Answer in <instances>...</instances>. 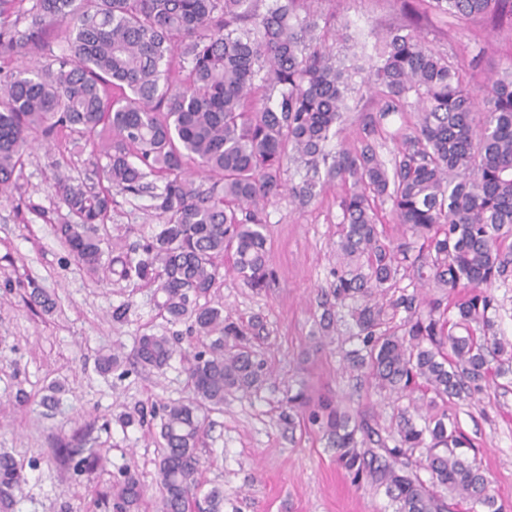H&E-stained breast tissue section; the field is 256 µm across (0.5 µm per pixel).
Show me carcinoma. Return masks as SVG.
Wrapping results in <instances>:
<instances>
[{
    "label": "carcinoma",
    "instance_id": "cac0c4a2",
    "mask_svg": "<svg viewBox=\"0 0 512 512\" xmlns=\"http://www.w3.org/2000/svg\"><path fill=\"white\" fill-rule=\"evenodd\" d=\"M262 2L32 0L27 8L25 0H0V194L21 190L37 139L91 147L89 169L54 183L74 218L55 225L57 236L88 271L154 289L162 318L188 322L209 341L193 352L164 334L136 337L144 368L163 369L180 353L191 392L161 407L158 512H219V492L198 499L206 419L226 394L251 392L268 372L248 347L262 324L224 319L208 296L226 253L244 285L267 287L274 273L264 210L286 190L306 204L336 180L347 185L336 282L322 295L321 320L329 329L333 309L351 303L362 344L345 355L352 370L391 393L421 384L434 394L432 407L512 371V352L489 316L492 288L512 275V250L503 251L512 234V67L475 87L409 22L379 40L377 60L365 69L323 42L330 18L312 7L317 0H271L263 12ZM424 2L439 15L512 33V0ZM56 29L67 54L24 65ZM375 90L384 115L417 97L416 122L391 166L368 142L326 150L352 94ZM292 164L308 175L288 190L282 173ZM114 189L149 193L159 231L133 248L137 256L105 263ZM378 199L391 202L409 239L383 238ZM403 267L433 296L388 297ZM447 300L453 323L444 319ZM26 303L35 312L51 299L34 286ZM401 311L399 326L386 328ZM419 410L397 413L392 448L366 420L329 401L308 420L355 481L384 488L393 512H446L432 486L501 512L480 466L460 452L465 439L448 427L447 413L420 426ZM415 448L426 450L428 483L407 455ZM122 474L96 508L138 512L146 489L136 473ZM25 482L22 464L1 451L0 512H16Z\"/></svg>",
    "mask_w": 512,
    "mask_h": 512
}]
</instances>
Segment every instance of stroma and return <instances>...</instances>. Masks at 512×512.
<instances>
[{
	"label": "stroma",
	"instance_id": "1",
	"mask_svg": "<svg viewBox=\"0 0 512 512\" xmlns=\"http://www.w3.org/2000/svg\"><path fill=\"white\" fill-rule=\"evenodd\" d=\"M320 8L337 23H349L350 34L369 46L374 33L404 21L402 0H322ZM420 30L435 48L474 64L475 82L512 65V33L431 13L422 17ZM380 108L379 98L369 94L352 102L341 140L353 148L370 139L390 163L415 112L408 107L384 116ZM370 121L376 132L368 138L363 128ZM87 158V152L55 142L35 145L21 192L0 197V448L27 474L16 494L18 512H89L87 475L54 456L60 441L78 436L98 452L102 482L118 479L123 468L136 471L147 488L140 512H155L153 431L160 421L124 424L119 417L136 403L159 406L188 394L180 360L145 369L133 356L135 336L149 329L188 346L186 323L163 320L152 289L87 271L41 216L45 210L66 215L54 195V177L84 169ZM342 194L335 182L307 206L286 197L268 205L265 234L275 281L255 291L224 267L211 291V303L223 306L230 321L262 320L265 329L250 346L270 373L257 391L227 395L223 410L207 420L201 491L221 492V512H393L383 490L354 484L338 467L318 427L284 419L289 396L302 390L311 403L329 398L357 413L389 443L398 410L424 401L422 392L399 398L350 372L343 357L358 342L348 308H336L329 332L320 329L319 298L334 282ZM150 205L146 194H115L113 235L131 245L153 235L158 221ZM30 282L52 298L48 315L36 317L26 308L21 294ZM121 305L128 308L127 319L118 324L112 310ZM116 344L123 347L122 364L101 372L99 356ZM54 380L63 385L61 405L47 416L39 401ZM446 409L467 442L465 455L488 477L502 512H512V375L490 380L473 396L449 399Z\"/></svg>",
	"mask_w": 512,
	"mask_h": 512
}]
</instances>
